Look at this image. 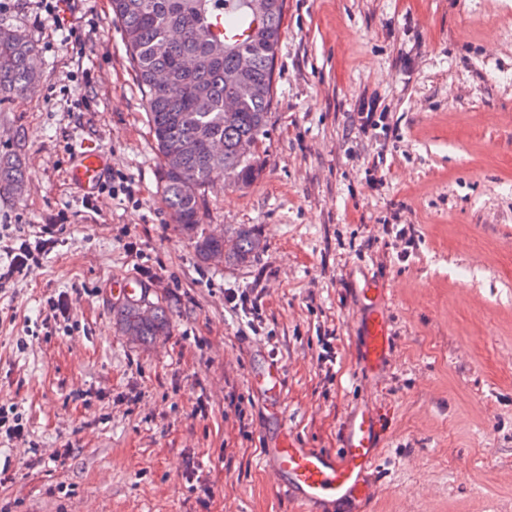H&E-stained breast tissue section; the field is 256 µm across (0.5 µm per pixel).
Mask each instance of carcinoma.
Returning a JSON list of instances; mask_svg holds the SVG:
<instances>
[{
	"instance_id": "carcinoma-1",
	"label": "carcinoma",
	"mask_w": 512,
	"mask_h": 512,
	"mask_svg": "<svg viewBox=\"0 0 512 512\" xmlns=\"http://www.w3.org/2000/svg\"><path fill=\"white\" fill-rule=\"evenodd\" d=\"M262 13L253 0H111L121 25L130 64L143 90L148 122L161 157L162 198L174 229L187 235L197 258L224 251V262H252L263 249L261 236L241 224L221 239L208 235L204 201L216 186H245L260 171L256 154L238 150L243 141L257 145L266 135L274 94L275 62L281 41L285 0H269ZM252 60L248 81H227L237 57ZM37 47L22 34L0 42V93L24 94L36 86ZM237 108L224 111V99ZM179 145L188 150L171 159ZM17 160L0 155V187L21 189ZM150 309L151 318L140 316ZM116 323L142 344L170 330L167 310L136 298L113 309Z\"/></svg>"
}]
</instances>
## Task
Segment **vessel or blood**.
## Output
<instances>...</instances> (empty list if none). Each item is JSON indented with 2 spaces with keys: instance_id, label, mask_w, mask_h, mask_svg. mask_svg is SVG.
<instances>
[{
  "instance_id": "b4317fda",
  "label": "vessel or blood",
  "mask_w": 512,
  "mask_h": 512,
  "mask_svg": "<svg viewBox=\"0 0 512 512\" xmlns=\"http://www.w3.org/2000/svg\"><path fill=\"white\" fill-rule=\"evenodd\" d=\"M109 160L98 149L78 152L71 164L70 181L81 190L95 192ZM360 310L356 356L362 374L380 377L392 351V325L384 308L382 291L364 283L354 291ZM254 384L265 397L279 430L263 450L269 463L274 489L292 498L299 512H344L356 504L369 503L375 496L373 471L387 432L383 415L370 409L351 410L344 422L340 449L323 452L299 447L288 434L282 406L283 371L267 364L254 376Z\"/></svg>"
}]
</instances>
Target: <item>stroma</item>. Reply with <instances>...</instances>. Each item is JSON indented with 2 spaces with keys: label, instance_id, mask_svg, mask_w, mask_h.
Returning a JSON list of instances; mask_svg holds the SVG:
<instances>
[{
  "label": "stroma",
  "instance_id": "35a3bbf8",
  "mask_svg": "<svg viewBox=\"0 0 512 512\" xmlns=\"http://www.w3.org/2000/svg\"><path fill=\"white\" fill-rule=\"evenodd\" d=\"M0 29L35 43L39 70L34 91L0 100V152L23 174L21 193L0 189V264L68 218L43 264L0 289V407L26 426L0 438V508L298 512L262 463L274 428L253 376L273 360L303 447L338 450L351 407L390 410L364 512H512V0H285L260 174L204 201L210 232L261 233L245 265L200 263L173 230L110 0H72L61 25L9 0ZM370 98L391 133L357 131ZM87 141L134 199L110 178L83 208L67 168ZM396 210L417 242L404 262L379 241ZM129 277L171 316L155 343L114 325ZM367 280L393 323L376 382L354 349L351 290ZM228 288L260 293L256 329ZM61 295L65 319L47 304Z\"/></svg>",
  "mask_w": 512,
  "mask_h": 512
}]
</instances>
